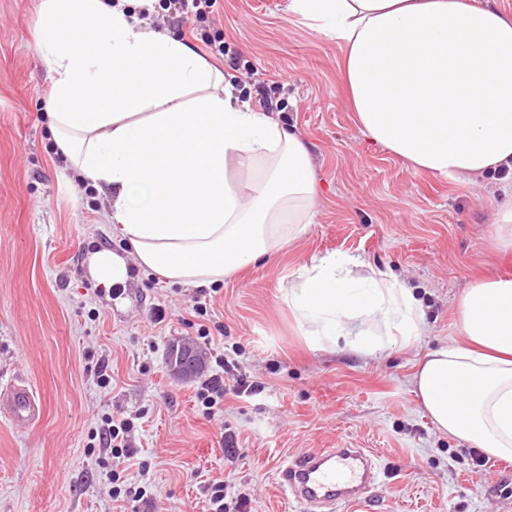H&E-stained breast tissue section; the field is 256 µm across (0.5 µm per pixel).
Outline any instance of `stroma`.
Returning a JSON list of instances; mask_svg holds the SVG:
<instances>
[{
	"instance_id": "1",
	"label": "stroma",
	"mask_w": 512,
	"mask_h": 512,
	"mask_svg": "<svg viewBox=\"0 0 512 512\" xmlns=\"http://www.w3.org/2000/svg\"><path fill=\"white\" fill-rule=\"evenodd\" d=\"M38 3L0 0V387L27 386L41 405L25 427L0 412V512H207L213 479L249 494L253 512H304L281 493L277 470L316 448L368 449L381 471L365 502L335 512H512V461L475 471L473 448L437 431L411 384L426 353L461 343L463 290L499 272L496 178L422 173L370 141L341 79L340 46L289 18L288 0H217L232 103L257 105L246 65L282 86L274 118L311 146L315 215L272 261L208 287L154 274L95 286L89 247L126 243L55 158L50 80L32 37ZM335 253L413 288L421 336L374 357L309 350L284 294L304 266ZM206 334L209 353L262 387L238 396L225 375L224 414L212 420L196 407L195 381L166 363L171 343ZM108 416L134 420L133 445L152 461L147 474L126 472L144 500L112 498L113 460L91 447Z\"/></svg>"
}]
</instances>
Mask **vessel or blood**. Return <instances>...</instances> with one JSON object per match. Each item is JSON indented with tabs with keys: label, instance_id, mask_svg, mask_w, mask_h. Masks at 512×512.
I'll return each mask as SVG.
<instances>
[{
	"label": "vessel or blood",
	"instance_id": "obj_1",
	"mask_svg": "<svg viewBox=\"0 0 512 512\" xmlns=\"http://www.w3.org/2000/svg\"><path fill=\"white\" fill-rule=\"evenodd\" d=\"M0 407L18 424L39 419L41 410L34 395L13 384L0 394ZM380 472L361 448H323L305 454L280 468L279 484L294 501L317 508L357 502L379 479Z\"/></svg>",
	"mask_w": 512,
	"mask_h": 512
}]
</instances>
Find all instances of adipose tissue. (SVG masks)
<instances>
[{"instance_id": "adipose-tissue-1", "label": "adipose tissue", "mask_w": 512, "mask_h": 512, "mask_svg": "<svg viewBox=\"0 0 512 512\" xmlns=\"http://www.w3.org/2000/svg\"><path fill=\"white\" fill-rule=\"evenodd\" d=\"M335 39L357 122L419 171L457 178L512 169V17L489 0H288ZM35 40L52 83L56 151L101 197L130 247L90 253L98 285L155 273L185 288L272 260L310 223L308 144L233 105L224 74L152 31L123 0H40ZM248 161L250 190L228 171ZM349 255L304 267L286 303L314 349L373 355L423 324L412 290ZM464 342L429 352L414 392L441 433L512 460V279L481 278L458 302Z\"/></svg>"}]
</instances>
